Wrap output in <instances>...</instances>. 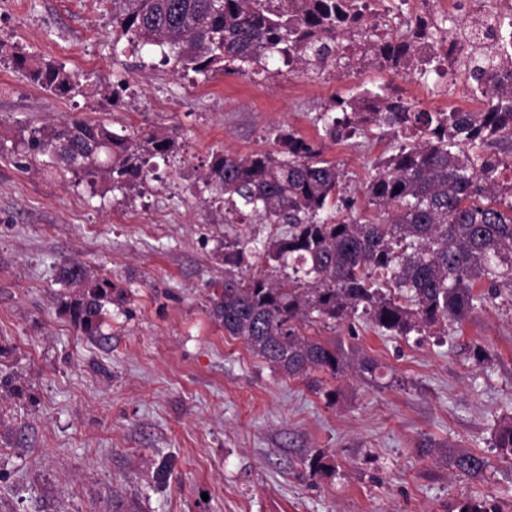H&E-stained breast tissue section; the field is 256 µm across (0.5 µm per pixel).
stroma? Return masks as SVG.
Segmentation results:
<instances>
[{"label":"stroma","mask_w":512,"mask_h":512,"mask_svg":"<svg viewBox=\"0 0 512 512\" xmlns=\"http://www.w3.org/2000/svg\"><path fill=\"white\" fill-rule=\"evenodd\" d=\"M118 33L111 0H0V512H512V463L494 446L512 418V293L440 339L383 336L361 319L310 328L374 358L373 382L289 378L210 314L225 242L257 247L285 231L225 223L204 186L215 152L275 149L285 128L317 140L335 97L379 84L436 112L464 75H201L113 50ZM15 52L64 66L84 94L32 84ZM118 81L114 105L105 91ZM74 117L177 146L126 195L105 183L90 194L60 163L17 167L22 127ZM393 146L370 132L326 142L355 210ZM72 258L112 282L96 337L60 310L74 290L57 272ZM460 452L486 458L484 474L459 473ZM319 455L330 470L312 471Z\"/></svg>","instance_id":"obj_1"}]
</instances>
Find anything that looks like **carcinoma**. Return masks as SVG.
Wrapping results in <instances>:
<instances>
[{
	"instance_id": "carcinoma-1",
	"label": "carcinoma",
	"mask_w": 512,
	"mask_h": 512,
	"mask_svg": "<svg viewBox=\"0 0 512 512\" xmlns=\"http://www.w3.org/2000/svg\"><path fill=\"white\" fill-rule=\"evenodd\" d=\"M112 7L120 29L114 44L158 47L161 63L201 74L267 73L269 61L279 60L316 75L378 64L427 80L434 70L418 46L447 37L450 22L420 17L396 38L366 0H112ZM464 35L479 48L455 65L486 111L428 112L379 86L338 97L319 116L332 141L370 126H387L401 140L364 185L373 217L351 213L342 171L321 159L323 145L292 130L278 133L275 151L213 154L205 184L224 196V223L233 214L288 229L261 253L239 241L224 245V287L214 292L212 315L288 377L318 370L336 378L352 368L376 379L374 360L334 337L308 335L317 323L365 318L389 336H423L437 325L446 332L484 306L483 286L512 292V183L500 182L512 159V89L486 81L490 69L512 70V53L481 45L471 30ZM14 63L57 95L83 92L63 67L25 55ZM174 146L168 136L119 134L102 121L73 119L28 128L13 152L23 169L39 157L49 167L60 159L90 190L108 180L124 192L155 176L150 160ZM257 256L292 274L243 276ZM58 281L81 289L63 311L85 335H99L112 282L90 276L76 258L60 267ZM496 443L512 461V420L498 427ZM453 465L477 477L488 461L466 453Z\"/></svg>"
}]
</instances>
